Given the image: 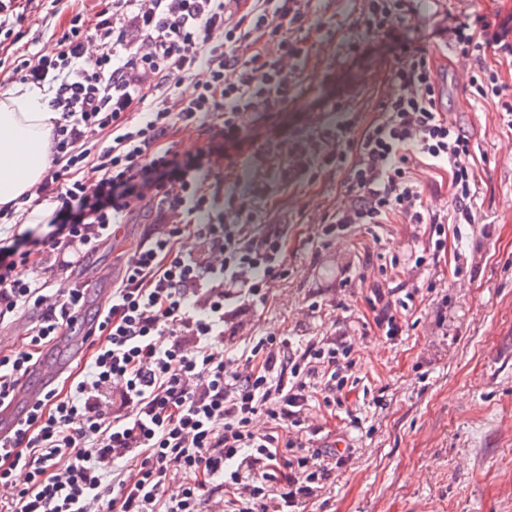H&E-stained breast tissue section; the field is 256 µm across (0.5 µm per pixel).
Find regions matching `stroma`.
I'll list each match as a JSON object with an SVG mask.
<instances>
[{
	"mask_svg": "<svg viewBox=\"0 0 512 512\" xmlns=\"http://www.w3.org/2000/svg\"><path fill=\"white\" fill-rule=\"evenodd\" d=\"M364 4L313 0L312 13L334 16L335 23L300 32L309 55L293 98L253 126V146L244 153L212 139L205 167L212 182L239 194L251 182H272L289 138L331 121L328 105L355 90L362 120L372 119L400 46H435L434 78L451 118L471 134L477 207L482 222L493 225L492 237L465 225L460 236H448L439 259L394 269L392 256L408 257L424 241V225L395 217L376 230L360 225L328 240L325 212L348 201L341 174L275 189L252 229L285 230L288 275L270 288L255 318L261 331L306 336L326 331L338 304L368 315L373 284L433 287L418 323L396 343L374 323L362 329L350 410L327 420L328 430L357 438L360 451L311 512H512V125L501 98L473 99L462 84L484 66L497 71L512 95V53L464 56L454 51L450 34L458 23L479 21L512 41V0H438L418 22L374 39L358 37L353 27ZM78 8L96 10L93 0H60L54 14L26 17L19 54L51 50ZM355 38L360 47L352 54L347 45ZM143 232V225H125L119 237L88 253L82 267L99 275L100 287H111ZM354 415L356 429L349 425Z\"/></svg>",
	"mask_w": 512,
	"mask_h": 512,
	"instance_id": "35a3bbf8",
	"label": "stroma"
}]
</instances>
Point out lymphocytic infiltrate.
<instances>
[{
  "label": "lymphocytic infiltrate",
  "instance_id": "obj_1",
  "mask_svg": "<svg viewBox=\"0 0 512 512\" xmlns=\"http://www.w3.org/2000/svg\"><path fill=\"white\" fill-rule=\"evenodd\" d=\"M307 7L112 0L72 14L50 52L9 62L24 15L52 11L55 0H0V69L48 87L58 114L52 166L34 193L73 212L42 242L69 255L57 274L0 244V325L41 311L0 354V405L84 307L85 289L67 277L73 258L136 213L152 216L97 313V338L80 367L0 439V512H309L346 470L355 446L315 445L322 428L312 405L343 408L356 381L354 321L310 336L225 330L232 302H265L287 275L286 235L250 229L258 203L271 197L267 185L243 200L169 144L214 114L218 136L239 145L258 113L277 111L305 66L296 34ZM420 15L421 0H366L354 26L381 36ZM91 41L101 46L93 57ZM435 67L426 47H403L377 118L360 123L339 102L342 120L290 145L279 186L344 176L350 200L325 213V237L397 215L432 225L424 249L436 254L447 225L478 223L471 136L449 120ZM420 157L448 174L450 211L425 206L409 171ZM419 295L371 288L368 304L387 340L408 329Z\"/></svg>",
  "mask_w": 512,
  "mask_h": 512
}]
</instances>
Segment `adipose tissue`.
<instances>
[{
	"instance_id": "1",
	"label": "adipose tissue",
	"mask_w": 512,
	"mask_h": 512,
	"mask_svg": "<svg viewBox=\"0 0 512 512\" xmlns=\"http://www.w3.org/2000/svg\"><path fill=\"white\" fill-rule=\"evenodd\" d=\"M49 95L31 84L0 88V206L20 212L28 226L49 223L51 210L28 207L26 196L52 161L54 112Z\"/></svg>"
}]
</instances>
